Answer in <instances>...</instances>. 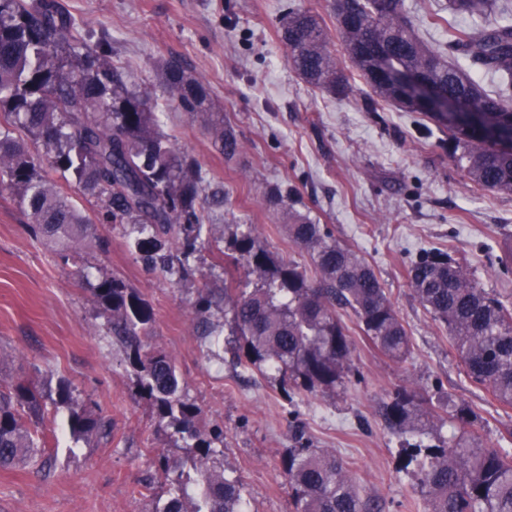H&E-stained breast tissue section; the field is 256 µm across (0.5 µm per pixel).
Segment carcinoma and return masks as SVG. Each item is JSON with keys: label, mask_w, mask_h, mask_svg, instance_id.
<instances>
[{"label": "carcinoma", "mask_w": 512, "mask_h": 512, "mask_svg": "<svg viewBox=\"0 0 512 512\" xmlns=\"http://www.w3.org/2000/svg\"><path fill=\"white\" fill-rule=\"evenodd\" d=\"M497 0H449L456 15H485ZM336 38L350 55L356 74L346 72L328 49L330 35L315 12L288 4L281 36L289 65L312 87L334 95L364 81L370 108L383 102L416 112L402 90L375 81L365 49L387 52L391 69L421 76L448 95L460 111H423L448 132V155L479 188L512 193V24L458 29L448 52L432 49L417 36L415 21L401 0H336ZM106 41L90 44L62 0H0V185L13 190L28 216L30 234L46 237L64 258L94 224H128L139 230L136 250L162 276L179 281L195 275L197 245L213 225L204 213L224 206V190L207 184L201 167L181 152L154 124L157 99L127 87L112 66ZM499 75L488 93L459 60ZM164 92L199 115L218 150L234 155L238 142L224 121L209 113L208 86L170 60L163 69ZM22 129L46 148L42 159L11 134ZM69 173L99 209L86 213L48 177L46 169ZM288 238L310 253L317 278L306 267L286 262L262 246L252 228L236 232L220 246L215 266L224 269V287L202 280L194 310L209 345L223 348L236 369L278 373L288 401L315 396L343 384L352 365L353 341L337 310L350 308L358 325L388 358L400 362L411 353V337L385 288L363 257L334 241L321 225L300 214L288 215ZM176 252H171L168 243ZM415 298L448 329L467 377L512 408V305L478 287L463 264L441 252L424 255L408 271ZM106 315L112 342L125 354L136 393L149 405L158 427L182 441L191 471L159 457L167 497L153 512H244L243 484L210 460L223 454L221 435L203 433L201 409L185 394V381L173 359L143 343L152 327L149 305L119 278L104 275L93 288ZM224 313L228 337L209 327L214 311ZM43 395L34 386L0 383V467H8L45 447L39 437ZM54 403L68 412L72 438L90 446L109 433L110 423L91 402L73 396L60 380ZM388 428L397 435L455 420L465 427L476 413L466 404L444 407L412 387H401L384 407ZM297 448L281 459L294 512H378L377 502L361 495L342 460L311 448L295 433ZM419 460L420 489L428 512H512V450L483 448L463 432L408 448V462ZM199 493L190 499L187 485Z\"/></svg>", "instance_id": "cac0c4a2"}]
</instances>
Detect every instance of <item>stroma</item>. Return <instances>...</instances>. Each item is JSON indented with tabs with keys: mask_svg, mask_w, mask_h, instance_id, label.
<instances>
[{
	"mask_svg": "<svg viewBox=\"0 0 512 512\" xmlns=\"http://www.w3.org/2000/svg\"><path fill=\"white\" fill-rule=\"evenodd\" d=\"M289 0H68L92 38L109 36L112 61L128 88L158 93L160 68L178 59L207 83L210 107L233 129L239 148L225 158L203 121L170 101L159 109L163 131L224 188L216 224H250L275 256L309 264L290 242L287 211L324 225L332 239L374 269L411 340L402 362L384 356L341 313L353 340L352 371L335 392L288 403L272 375L241 374L209 350L193 314L196 281H175L139 259L129 229L107 224L78 258L62 259L49 240L33 238L13 191L0 188V383L55 391L69 380L76 395L111 422L107 438L73 443L64 411L47 406L46 451L29 464L0 468V512H152L166 487L155 480L160 456L183 451L158 431L136 395L124 353L107 335L92 295L102 275L125 281L150 305L147 345L166 352L203 412L205 432L224 434L225 469L244 487L248 512H294L280 459L302 432L311 447L335 451L362 494L380 512H427L402 441L382 408L411 386L440 402L464 403L479 421L483 446L502 444L512 409L464 373L448 331L415 298L408 269L425 251L466 261L481 288L512 296V194L476 189L441 146L442 132L418 112L381 105L368 111L361 93L335 97L311 89L287 62L279 20ZM419 36L447 50L452 28L502 20L452 16L448 0H404ZM280 186L285 209L265 202Z\"/></svg>",
	"mask_w": 512,
	"mask_h": 512,
	"instance_id": "obj_1",
	"label": "stroma"
}]
</instances>
